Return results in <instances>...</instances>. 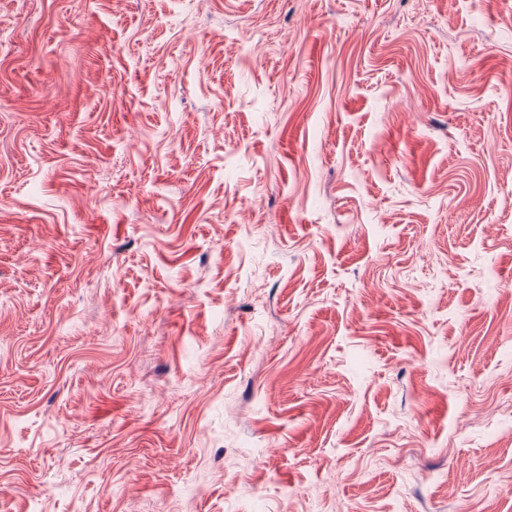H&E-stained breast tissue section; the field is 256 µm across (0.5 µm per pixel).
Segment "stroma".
<instances>
[{
  "label": "stroma",
  "mask_w": 512,
  "mask_h": 512,
  "mask_svg": "<svg viewBox=\"0 0 512 512\" xmlns=\"http://www.w3.org/2000/svg\"><path fill=\"white\" fill-rule=\"evenodd\" d=\"M0 512H512V0H0Z\"/></svg>",
  "instance_id": "obj_1"
}]
</instances>
